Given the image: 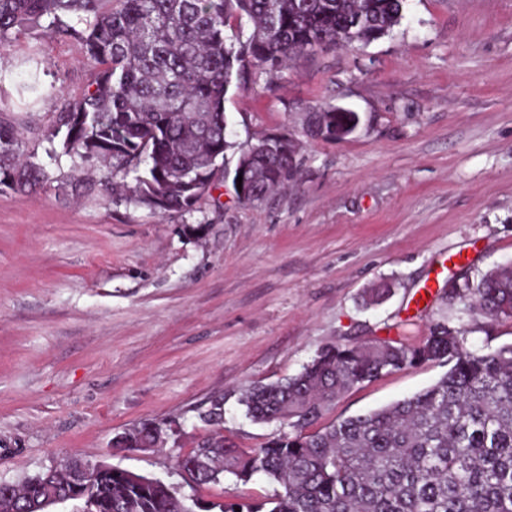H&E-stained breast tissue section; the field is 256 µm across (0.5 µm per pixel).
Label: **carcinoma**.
Instances as JSON below:
<instances>
[{
  "instance_id": "obj_1",
  "label": "carcinoma",
  "mask_w": 512,
  "mask_h": 512,
  "mask_svg": "<svg viewBox=\"0 0 512 512\" xmlns=\"http://www.w3.org/2000/svg\"><path fill=\"white\" fill-rule=\"evenodd\" d=\"M404 0H0V48L41 19L80 42L91 65L76 98L45 90L33 72L22 89L34 104L62 101L63 148L101 171L100 186L158 212L191 210L208 193L218 161L245 157L231 139L227 96L256 71L279 72L322 42L368 45L402 19ZM250 32H245L246 26ZM346 120L325 106L309 114L308 135ZM255 177L236 195L265 198L297 176L296 145L279 142L251 157ZM47 178L25 153L15 122L0 118V191ZM442 297L460 312L512 321V265L448 280ZM468 330L437 321L417 343L373 339L323 347L296 375L256 385L245 417L275 424L263 446L241 451L224 439L223 402L199 416L211 427L181 459L196 487L227 475L275 484L261 501L186 498L170 485L112 467L95 476L101 512H512V344L468 347ZM448 366L414 396L319 428L349 389L418 364ZM143 421L123 432L134 450L167 434ZM67 469L51 467L0 487L15 512H41L46 495L65 497Z\"/></svg>"
}]
</instances>
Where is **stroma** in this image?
Here are the masks:
<instances>
[{"label": "stroma", "mask_w": 512, "mask_h": 512, "mask_svg": "<svg viewBox=\"0 0 512 512\" xmlns=\"http://www.w3.org/2000/svg\"><path fill=\"white\" fill-rule=\"evenodd\" d=\"M38 55L47 87L79 95L80 44L29 28L0 50V114ZM358 113L343 139L311 138L319 106ZM239 140L290 133L296 181L242 204L230 182L185 212L156 213L89 187L52 108L29 113L25 150L48 181L0 192V481L73 457L177 483L180 456L224 402V435L263 445L249 388L297 374L324 346L404 337L445 319L473 348L512 343V321L457 317L437 294L453 272L512 263V0H406L367 46H327L259 74L225 103ZM387 300L364 306L372 285ZM446 371L422 364L353 388L326 420L412 396ZM144 419L181 434L113 447Z\"/></svg>", "instance_id": "stroma-1"}]
</instances>
